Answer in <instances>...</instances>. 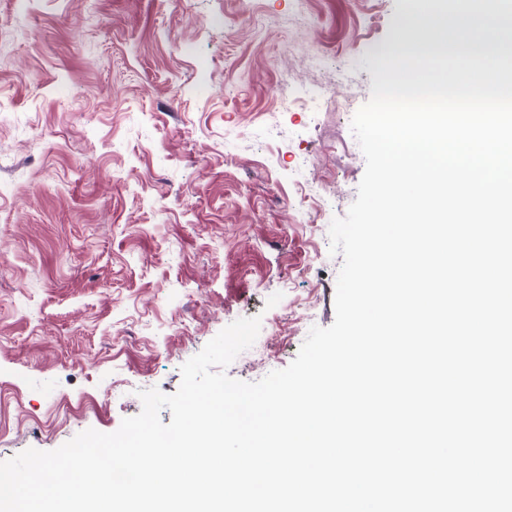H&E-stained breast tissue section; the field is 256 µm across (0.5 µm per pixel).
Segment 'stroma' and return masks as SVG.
Wrapping results in <instances>:
<instances>
[{"label": "stroma", "mask_w": 512, "mask_h": 512, "mask_svg": "<svg viewBox=\"0 0 512 512\" xmlns=\"http://www.w3.org/2000/svg\"><path fill=\"white\" fill-rule=\"evenodd\" d=\"M403 7L0 0V462L116 431L237 319L250 383L333 324L351 123Z\"/></svg>", "instance_id": "1"}]
</instances>
